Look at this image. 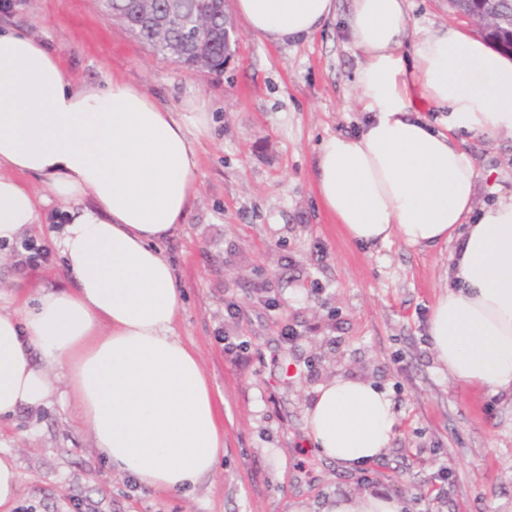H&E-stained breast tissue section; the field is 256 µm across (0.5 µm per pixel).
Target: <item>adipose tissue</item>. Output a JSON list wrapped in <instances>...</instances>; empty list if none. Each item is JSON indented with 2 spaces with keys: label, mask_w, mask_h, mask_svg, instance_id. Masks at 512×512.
<instances>
[{
  "label": "adipose tissue",
  "mask_w": 512,
  "mask_h": 512,
  "mask_svg": "<svg viewBox=\"0 0 512 512\" xmlns=\"http://www.w3.org/2000/svg\"><path fill=\"white\" fill-rule=\"evenodd\" d=\"M235 7L272 44L310 36L336 12L335 0ZM349 33L366 55L356 85L368 118L322 144L321 203L361 245L453 244L455 285L432 309L431 349L452 381L512 394V199L476 209L477 169L455 142L459 130L512 138V58L452 21L411 38L405 0H352ZM187 106L170 112L114 76L73 84L44 42L0 29V242L38 224L51 194L66 205L56 247L71 276L30 309L0 291V417L74 403L109 470L167 492L195 488L224 453L198 355L174 334L181 295L159 247L198 196L210 119L198 98ZM430 112L446 113V129ZM306 424L323 459L353 469L383 454L396 418L387 392L338 376L319 386ZM402 509L395 494L366 490L325 512Z\"/></svg>",
  "instance_id": "obj_1"
}]
</instances>
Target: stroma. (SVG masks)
I'll list each match as a JSON object with an SVG mask.
<instances>
[{
  "instance_id": "obj_1",
  "label": "stroma",
  "mask_w": 512,
  "mask_h": 512,
  "mask_svg": "<svg viewBox=\"0 0 512 512\" xmlns=\"http://www.w3.org/2000/svg\"><path fill=\"white\" fill-rule=\"evenodd\" d=\"M235 35L220 72L154 54L103 16L98 0H9L0 24L51 45L74 83L117 75L174 112L195 95L215 126L202 139L198 197L161 244L183 306L174 333L192 345L224 398V455L189 493L147 491L109 473L73 404L21 409L0 421V455L14 457V512H323L339 494L384 489L404 512H512V397L449 380L426 336L449 284L452 245L368 247L344 234L316 194L321 142L358 130L355 85L364 53L348 38L351 0L315 34L285 45L255 38L224 0ZM478 172L477 207L512 196V139L458 133ZM62 206L50 201L25 232L46 251L9 266L0 290L31 302L67 281L52 244ZM235 303L227 313V303ZM301 332L279 348L284 324ZM246 342L234 363L225 337ZM356 375L389 393L397 425L371 482L319 458L305 410L317 386Z\"/></svg>"
}]
</instances>
